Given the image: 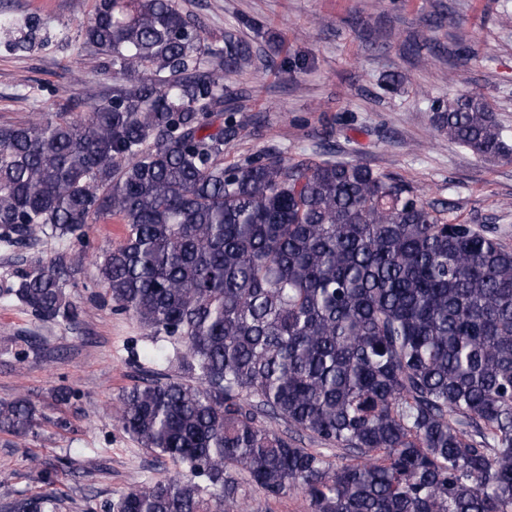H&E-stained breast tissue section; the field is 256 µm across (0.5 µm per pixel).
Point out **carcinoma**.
Here are the masks:
<instances>
[{
	"label": "carcinoma",
	"instance_id": "cac0c4a2",
	"mask_svg": "<svg viewBox=\"0 0 512 512\" xmlns=\"http://www.w3.org/2000/svg\"><path fill=\"white\" fill-rule=\"evenodd\" d=\"M83 36L111 57L112 91L78 119L0 125V245L124 218L99 282L186 349L191 378L118 398L117 422L176 473L116 512H237L245 483L300 490L308 512H512V247L363 163L224 165L247 133L226 81L254 55L232 32L208 42L177 0H97ZM431 110L477 158L512 160L484 96ZM73 264L38 260L0 299L75 323ZM36 422L28 398L0 400L1 433ZM58 506L51 491L4 512Z\"/></svg>",
	"mask_w": 512,
	"mask_h": 512
}]
</instances>
